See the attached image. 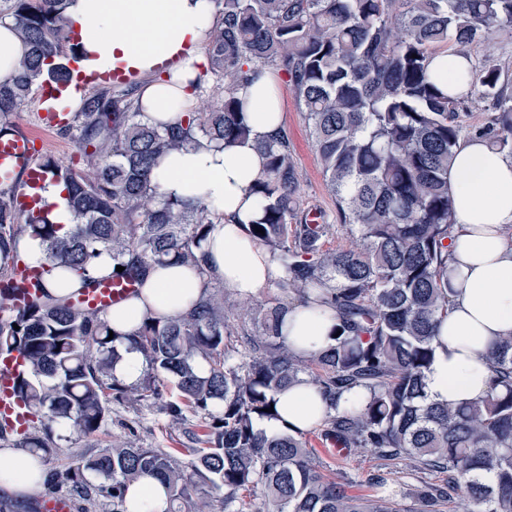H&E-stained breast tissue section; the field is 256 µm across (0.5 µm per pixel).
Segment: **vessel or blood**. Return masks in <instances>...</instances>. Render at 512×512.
Listing matches in <instances>:
<instances>
[{
    "instance_id": "vessel-or-blood-1",
    "label": "vessel or blood",
    "mask_w": 512,
    "mask_h": 512,
    "mask_svg": "<svg viewBox=\"0 0 512 512\" xmlns=\"http://www.w3.org/2000/svg\"><path fill=\"white\" fill-rule=\"evenodd\" d=\"M42 147L40 140L22 129L15 130L7 138H0V168L5 167L18 176L21 185L19 199L23 205H33L37 191L45 179L44 172L37 163V152ZM12 287L9 300L12 308H24L28 301V287L31 280L27 274L15 273L11 276ZM133 290L132 284L107 282L99 288L82 292L78 301L81 306L100 309L127 297ZM15 377V364L12 359L0 357V412L14 415L17 404L12 393Z\"/></svg>"
}]
</instances>
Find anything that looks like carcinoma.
I'll return each mask as SVG.
<instances>
[{
	"mask_svg": "<svg viewBox=\"0 0 512 512\" xmlns=\"http://www.w3.org/2000/svg\"><path fill=\"white\" fill-rule=\"evenodd\" d=\"M220 19L195 79L217 101L189 112L186 124L152 125L135 105L133 88L103 87L72 114L65 131L78 144L83 171L38 157L44 172L66 192L76 224L69 229L49 211L20 210L15 186L0 181V277L23 258L7 250L21 235L44 245L46 266L36 268L29 304L15 310L0 293V356H13V395L27 413L26 427L0 422V446L24 448L42 460L61 450L65 422L71 433L98 432L109 403L162 397L160 372L176 393L164 411L173 425L187 413L208 419V432L178 463L163 448L131 438L80 456L55 478L84 498L108 500L124 512L127 483L151 476L165 485L166 512H215L211 493L224 490V512H244L253 493L273 512H401L386 498L348 495L314 461L302 433L268 434L255 421L272 418L275 395L307 379L329 411L321 436L343 448H365L387 460L448 474L443 487L420 494L423 509L465 490L468 512H512V337L489 351L491 392L472 405L429 403L425 372L432 339L448 314V238L454 224L448 173L461 141V111L475 100L493 101V114L476 129L488 148L512 157V94L504 68L488 54L464 76L465 94L448 95V82L430 69L437 53H466L496 31L512 29V0H217ZM70 0H0L27 46L17 74L0 83V137L11 116L46 84H67L79 41L61 23ZM284 73L306 119L323 174L336 197V220L301 208L299 172L285 131L257 142L264 176L252 188L261 215L248 225L284 276L281 293L302 297L333 288L322 302L336 311L335 345L299 359L281 331L286 304L248 312L252 329L230 323L220 290L205 295L180 318L147 317L128 336L149 372L127 385L112 373L120 358L109 337L107 310L83 308L75 294H52L45 267L86 276L100 256L141 284L167 260L188 267L202 261L209 232L207 205L163 199L151 184L157 160L201 136L228 147L250 135L239 90L262 69ZM344 228L356 237L347 249H323L322 240ZM265 234L255 232V229ZM19 329H14V326ZM205 361L203 376L196 363ZM365 396L347 406L346 394Z\"/></svg>",
	"mask_w": 512,
	"mask_h": 512,
	"instance_id": "1",
	"label": "carcinoma"
}]
</instances>
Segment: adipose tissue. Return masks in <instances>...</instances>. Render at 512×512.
Wrapping results in <instances>:
<instances>
[{"label": "adipose tissue", "mask_w": 512, "mask_h": 512, "mask_svg": "<svg viewBox=\"0 0 512 512\" xmlns=\"http://www.w3.org/2000/svg\"><path fill=\"white\" fill-rule=\"evenodd\" d=\"M217 17L215 0H72L63 23L78 31L86 52L81 70L104 75L117 64L149 74L137 92L145 121L183 123L196 97L192 80L207 64L205 46ZM247 103L250 140L223 148L200 138L163 156L154 171L159 192L171 199L203 202L211 209L210 233L200 268L154 266L138 297L113 304L106 318L127 336L148 317L175 318L193 308L207 285L218 283L240 298L254 296L282 274L269 251L253 240L248 224L259 213L251 186L265 158L257 140L284 120L279 80L270 70L240 92ZM455 223L448 240L452 291L448 314L433 342L426 374L431 401L476 402L490 390L489 351L512 336V159L478 139L460 143L448 174ZM283 334L298 357L334 342L336 313L310 298L290 306ZM316 388L302 381L277 396V418L260 422L266 432H304L326 416ZM45 467L20 448H0V492L16 500L42 490ZM167 492L157 479L129 483L125 512H165Z\"/></svg>", "instance_id": "adipose-tissue-1"}]
</instances>
